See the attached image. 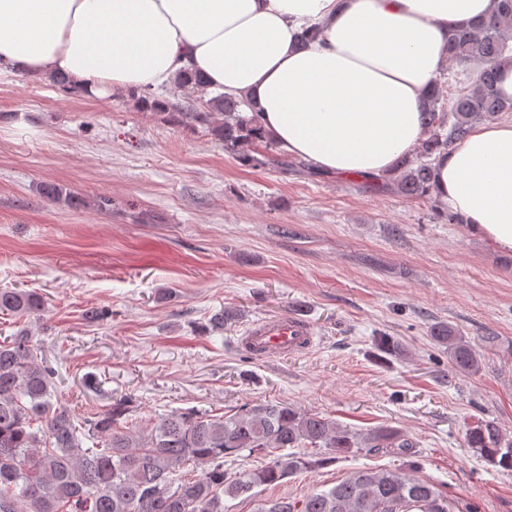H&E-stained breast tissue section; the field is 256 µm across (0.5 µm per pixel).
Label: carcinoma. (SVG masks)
Instances as JSON below:
<instances>
[{
  "instance_id": "carcinoma-1",
  "label": "carcinoma",
  "mask_w": 512,
  "mask_h": 512,
  "mask_svg": "<svg viewBox=\"0 0 512 512\" xmlns=\"http://www.w3.org/2000/svg\"><path fill=\"white\" fill-rule=\"evenodd\" d=\"M449 59L483 63L472 88L459 91L444 108L442 80L429 88L421 110L423 134L410 157L371 187L412 199H432V157L462 142L478 120L512 112L497 91L498 65L512 57V0H491L489 13L448 30ZM208 96L206 79L185 72L174 81ZM140 106L173 123H193L224 142V151L245 165H273L288 171L276 141L259 124L258 109L241 98L209 96L185 108L145 89L134 90ZM268 151L264 159L256 147ZM45 198L72 208L88 202L57 184L41 188ZM31 292L0 289V312L28 318L42 310ZM429 337L448 351L452 368L475 375L479 351L453 326L437 322ZM29 330L0 342V512H224V497L239 498L312 468L362 450L414 454L401 431L380 426L352 432L316 413L286 403L244 405L212 418L198 411H174L149 430L133 434L123 425L129 405L118 400L81 420L55 397L56 370L38 354ZM104 447H83L84 441ZM465 446L487 464L512 469V436L493 421H478L465 433ZM291 448L293 452L283 453ZM280 451L263 467L239 473L225 459L246 452ZM259 512H451L435 485L402 470H359L327 490L300 501L277 498Z\"/></svg>"
}]
</instances>
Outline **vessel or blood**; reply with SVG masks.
I'll use <instances>...</instances> for the list:
<instances>
[{
	"mask_svg": "<svg viewBox=\"0 0 512 512\" xmlns=\"http://www.w3.org/2000/svg\"><path fill=\"white\" fill-rule=\"evenodd\" d=\"M242 341L257 357L284 356L309 349L313 344V329L299 318L264 317L246 329Z\"/></svg>",
	"mask_w": 512,
	"mask_h": 512,
	"instance_id": "vessel-or-blood-1",
	"label": "vessel or blood"
}]
</instances>
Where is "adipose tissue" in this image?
<instances>
[{"instance_id":"obj_1","label":"adipose tissue","mask_w":512,"mask_h":512,"mask_svg":"<svg viewBox=\"0 0 512 512\" xmlns=\"http://www.w3.org/2000/svg\"><path fill=\"white\" fill-rule=\"evenodd\" d=\"M491 0H0V64L59 73L69 90L170 85L182 69L244 95L285 152L375 176L411 155L450 27ZM433 194L512 252V122L486 124L434 160Z\"/></svg>"}]
</instances>
